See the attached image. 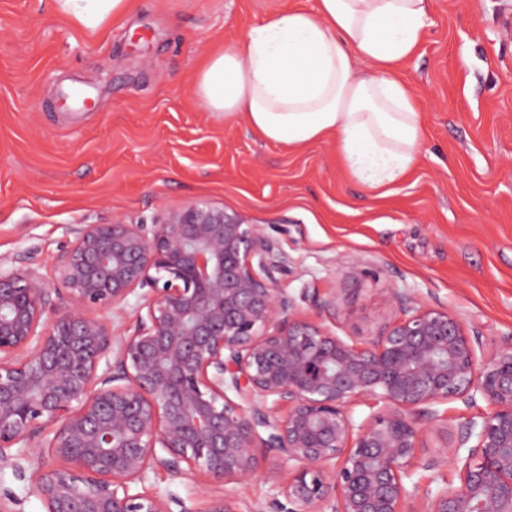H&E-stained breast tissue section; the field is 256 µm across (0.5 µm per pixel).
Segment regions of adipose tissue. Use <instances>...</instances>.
<instances>
[{
  "instance_id": "1",
  "label": "adipose tissue",
  "mask_w": 512,
  "mask_h": 512,
  "mask_svg": "<svg viewBox=\"0 0 512 512\" xmlns=\"http://www.w3.org/2000/svg\"><path fill=\"white\" fill-rule=\"evenodd\" d=\"M429 0H317L267 15L205 60L197 92L209 111L244 118L266 140L300 146L332 134L344 167L376 190L401 180L424 131L395 64L417 47ZM95 31L127 0H54Z\"/></svg>"
}]
</instances>
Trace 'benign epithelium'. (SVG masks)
Listing matches in <instances>:
<instances>
[{
	"instance_id": "obj_1",
	"label": "benign epithelium",
	"mask_w": 512,
	"mask_h": 512,
	"mask_svg": "<svg viewBox=\"0 0 512 512\" xmlns=\"http://www.w3.org/2000/svg\"><path fill=\"white\" fill-rule=\"evenodd\" d=\"M72 233L51 283L0 266V469L44 512H197L134 486L162 470L207 493L268 461L277 493L249 512H512V341L481 358L459 319L395 290L402 317L348 341L277 287L288 259L261 225L206 201ZM138 289L146 317L118 336L108 314ZM478 396L492 411L418 461L413 414ZM450 463L457 486L412 481ZM204 512L241 510L222 494Z\"/></svg>"
}]
</instances>
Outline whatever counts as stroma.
Returning <instances> with one entry per match:
<instances>
[{
	"label": "stroma",
	"instance_id": "1",
	"mask_svg": "<svg viewBox=\"0 0 512 512\" xmlns=\"http://www.w3.org/2000/svg\"><path fill=\"white\" fill-rule=\"evenodd\" d=\"M316 0H132L90 32L53 0H0V258L35 254L51 275L80 224L151 223L198 200L263 225L288 256L278 285L302 316L366 340L398 309L396 290L448 311L483 351L512 339V0H431L416 51L399 64L426 139L408 173L366 190L335 138L264 140L209 111L197 68L268 14ZM94 90L87 109L60 90ZM335 298V317L314 299ZM434 455L485 400L439 404ZM144 489L204 512L196 476L148 473Z\"/></svg>",
	"mask_w": 512,
	"mask_h": 512
}]
</instances>
